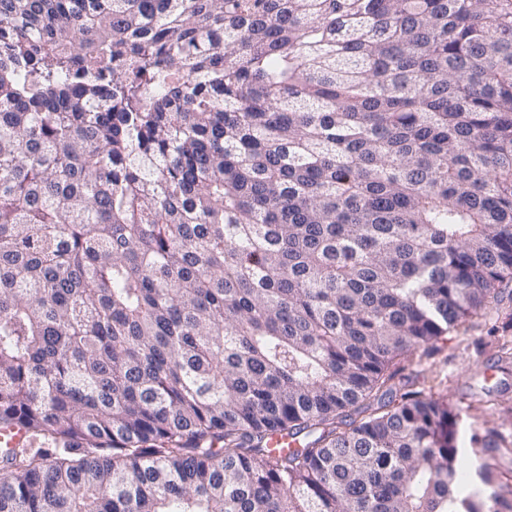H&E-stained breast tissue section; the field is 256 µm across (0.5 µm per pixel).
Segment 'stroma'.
Returning a JSON list of instances; mask_svg holds the SVG:
<instances>
[{
	"label": "stroma",
	"instance_id": "35a3bbf8",
	"mask_svg": "<svg viewBox=\"0 0 512 512\" xmlns=\"http://www.w3.org/2000/svg\"><path fill=\"white\" fill-rule=\"evenodd\" d=\"M512 330V303L490 305L447 333L429 357L397 360L434 398L459 409L462 432L497 431L512 442V359H497L489 329Z\"/></svg>",
	"mask_w": 512,
	"mask_h": 512
}]
</instances>
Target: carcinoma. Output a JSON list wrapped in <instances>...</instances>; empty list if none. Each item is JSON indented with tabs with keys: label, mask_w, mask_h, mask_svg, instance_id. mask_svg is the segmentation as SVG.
<instances>
[{
	"label": "carcinoma",
	"mask_w": 512,
	"mask_h": 512,
	"mask_svg": "<svg viewBox=\"0 0 512 512\" xmlns=\"http://www.w3.org/2000/svg\"><path fill=\"white\" fill-rule=\"evenodd\" d=\"M510 283L512 0H0V512H512ZM510 309L508 298L500 305L494 303L448 332L431 356H411L392 366L402 368L401 375L418 374V386L427 393L431 388L434 398L461 410V437L471 430H495L512 442V359L498 361L486 346L490 328L501 336L508 327L507 336H512ZM488 394L495 404L480 406Z\"/></svg>",
	"instance_id": "obj_1"
}]
</instances>
